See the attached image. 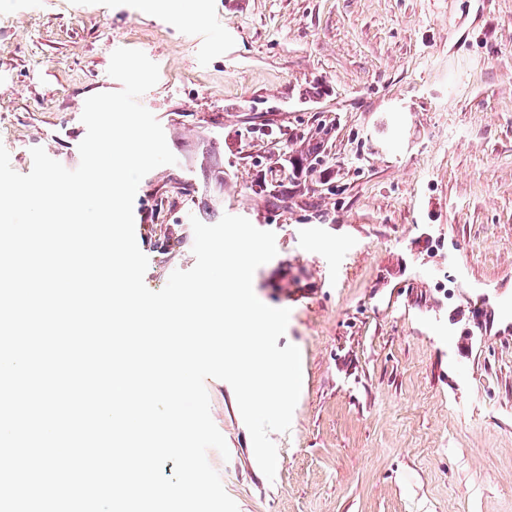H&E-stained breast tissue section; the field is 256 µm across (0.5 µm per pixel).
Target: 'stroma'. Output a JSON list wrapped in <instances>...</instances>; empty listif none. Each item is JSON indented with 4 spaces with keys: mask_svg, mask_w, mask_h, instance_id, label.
Wrapping results in <instances>:
<instances>
[{
    "mask_svg": "<svg viewBox=\"0 0 512 512\" xmlns=\"http://www.w3.org/2000/svg\"><path fill=\"white\" fill-rule=\"evenodd\" d=\"M119 48L160 70L140 98L176 156L134 203L162 289L195 264L197 136L224 213L273 232L257 298L301 352L267 479L232 387L205 382L238 512H512V0H0V145L80 163ZM328 134L317 137V127ZM318 142L322 163L296 168ZM278 186V197L259 190ZM495 319L469 332L471 304ZM199 139L202 141V149L198 152L202 161L207 160L209 163L211 160V154L214 151L210 140L201 136ZM206 143V144H205ZM203 177H204V194L202 196V203L206 211L216 210L223 204L224 185H226V179L224 178V170L216 168L209 163V165L201 166Z\"/></svg>",
    "mask_w": 512,
    "mask_h": 512,
    "instance_id": "1",
    "label": "stroma"
}]
</instances>
